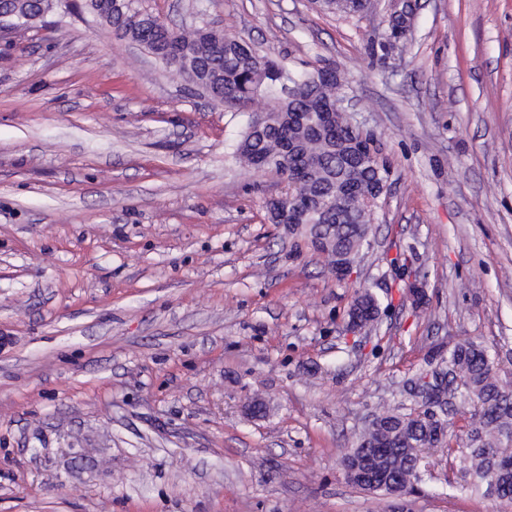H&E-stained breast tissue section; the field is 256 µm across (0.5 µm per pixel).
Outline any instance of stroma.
<instances>
[{"label":"stroma","mask_w":512,"mask_h":512,"mask_svg":"<svg viewBox=\"0 0 512 512\" xmlns=\"http://www.w3.org/2000/svg\"><path fill=\"white\" fill-rule=\"evenodd\" d=\"M137 4L336 67L389 188L338 280L268 218L287 177L232 157L246 113L86 0L0 39V512H389L342 470L379 405L413 412L410 380L468 340L512 390V0H415L396 41L390 0ZM363 282L380 315L354 333ZM426 456L408 512H512ZM323 6L331 11L344 14H362L373 7L371 0H322Z\"/></svg>","instance_id":"1"}]
</instances>
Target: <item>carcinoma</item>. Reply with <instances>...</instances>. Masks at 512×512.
<instances>
[{"mask_svg": "<svg viewBox=\"0 0 512 512\" xmlns=\"http://www.w3.org/2000/svg\"><path fill=\"white\" fill-rule=\"evenodd\" d=\"M323 6L344 14H362L373 7V0H322ZM111 8L106 10L105 22L114 32L128 41H136L151 51L168 68L178 70L186 67L197 72L193 86L202 89L210 98L224 105L225 109L241 112L256 104L276 114L285 111L282 104L283 90L295 87L301 100L293 110L305 112L306 99L312 95L320 100L336 103L342 98L343 80L336 77L332 67H320L300 74L288 71L286 66L260 50L250 52L239 48L244 39L220 30L200 26L191 32L176 30L160 21L151 13L136 17L125 0H107ZM19 7L20 16L15 20L18 28L32 25L30 19L53 12L54 0H21L13 3ZM297 136L289 125L273 120V125L261 135L253 131V122H248L242 139L236 145L234 156L255 171L264 168L254 163V158L273 156L274 162L267 166L284 174L301 168L309 169V179L301 184L289 181L288 191L282 195L305 198H321L335 182L345 184L353 191L343 201L339 214H331L332 235L336 246L350 249L365 233L370 231L373 215L371 204L365 195L371 191V180L375 176L376 163L361 161L347 153L336 154L331 141L350 142L371 134L352 129L343 123L333 126L324 140H309L306 153L301 157L278 154L280 143ZM496 357L489 348L473 341L455 345L448 354V367L457 371L466 385L457 390L456 396L479 406L466 431L455 436V443L447 444L448 457H453L455 448L467 449L464 461L471 482L462 487L475 495L489 486V479L497 477V497L512 501V469L503 470L502 465L512 464V454L500 447V436L512 432V391L504 390L496 378ZM424 426L405 414L386 409L375 415V423L364 429L360 444L345 454L343 466H356L355 453L367 459V468L375 476L374 489L385 494L404 495L413 490L410 479L427 476L425 464H416L418 454L424 448H410L404 438L413 441L423 438Z\"/></svg>", "mask_w": 512, "mask_h": 512, "instance_id": "carcinoma-1", "label": "carcinoma"}]
</instances>
